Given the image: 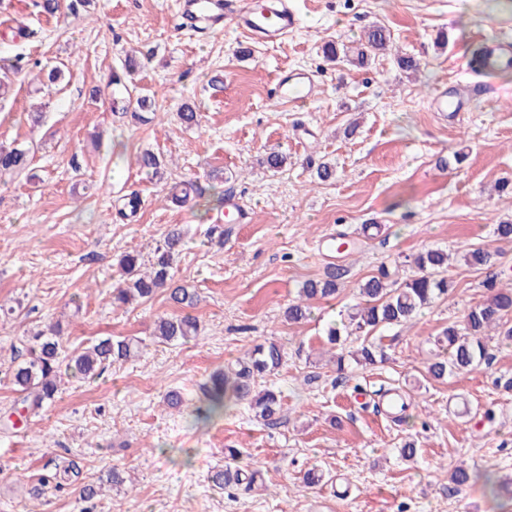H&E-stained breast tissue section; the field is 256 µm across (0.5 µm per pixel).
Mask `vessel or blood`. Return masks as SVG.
Returning <instances> with one entry per match:
<instances>
[{
  "mask_svg": "<svg viewBox=\"0 0 512 512\" xmlns=\"http://www.w3.org/2000/svg\"><path fill=\"white\" fill-rule=\"evenodd\" d=\"M186 10L192 23L214 30L231 22L238 29L264 40L287 35L299 24L298 15L288 0H269L260 8L251 5L250 0H187ZM316 91L311 75L290 72L279 78L275 96L281 104L290 107L314 96Z\"/></svg>",
  "mask_w": 512,
  "mask_h": 512,
  "instance_id": "obj_1",
  "label": "vessel or blood"
}]
</instances>
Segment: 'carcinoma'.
<instances>
[{
    "mask_svg": "<svg viewBox=\"0 0 512 512\" xmlns=\"http://www.w3.org/2000/svg\"><path fill=\"white\" fill-rule=\"evenodd\" d=\"M391 35L380 25L371 26L365 42L371 51L388 48ZM139 169L159 174L161 160L151 150L136 155ZM29 166L28 152L18 147L0 146V172H21ZM184 245L182 231L169 229L163 241L154 249L149 260L150 272L141 273L142 256L127 253L120 259L122 282L112 291V305L122 307L139 300H150L159 290L169 291L170 299L184 306H192L196 292L174 281L173 266ZM494 251L488 246L470 247L464 254L465 262L473 267H492ZM418 274L399 283L390 279V272L381 268L364 281L359 288L360 301L348 314L352 331L360 339L359 346L350 352V359L358 366L376 364L384 357L380 343L372 339L377 330L393 325L406 324L425 307L445 297L454 289L453 281L445 276L448 254L431 249L413 259ZM340 269L332 267L322 279H309L299 288V297L285 310L288 321L299 323L311 315L314 300L332 298L338 292ZM498 276L488 280L491 294L482 303L468 308L459 323L449 325L433 340L429 376L440 380L454 372L468 371L478 366L487 356L485 338L491 328L501 326V339L512 341V286L497 287ZM199 335L195 317L185 314L162 317L157 322L154 336L165 342L188 341ZM138 353V344L130 339L99 338L81 352L69 357L63 355L59 331L50 328L37 330L27 337L26 352L15 357L5 372V378L20 394L25 410L36 414L52 403L60 389L63 375L88 380L100 375L107 367L124 362ZM283 348L273 342L256 344L234 364L210 376L207 385V415L223 411L224 400H246L255 417L269 421L281 411L280 394L273 389L254 390L257 379L282 365ZM258 471H233L220 468L210 472L212 486L224 488L234 482L251 489ZM484 485L490 495L512 498V479L493 474L483 475Z\"/></svg>",
    "mask_w": 512,
    "mask_h": 512,
    "instance_id": "obj_1",
    "label": "carcinoma"
}]
</instances>
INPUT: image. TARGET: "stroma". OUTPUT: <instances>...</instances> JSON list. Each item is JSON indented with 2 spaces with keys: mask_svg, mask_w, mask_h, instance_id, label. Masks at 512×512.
Listing matches in <instances>:
<instances>
[{
  "mask_svg": "<svg viewBox=\"0 0 512 512\" xmlns=\"http://www.w3.org/2000/svg\"><path fill=\"white\" fill-rule=\"evenodd\" d=\"M291 2L299 27L262 43L230 24L188 26L181 0H90L74 11L60 0L52 15L35 0H0V60L28 64L0 96V145L30 155L27 170L0 175V305L11 310L0 317V370L31 331L56 321L68 353L104 336L141 343L101 378L64 380L36 414H11L16 394L0 381V512H512L511 499L491 498L481 482L450 479L460 464L512 477V345L494 336L480 367L442 380L426 372L430 339L488 294L486 269L458 253L497 249L499 278L512 280V242L495 233L512 222V195L497 189L512 184V69L489 71L475 58L490 40L512 39V0ZM376 22L391 32L386 53L364 65L323 58L328 41L360 48ZM404 54L421 60L419 73L399 68ZM129 55L141 64L133 82L155 97L146 122L111 83ZM55 66L64 76L53 85ZM284 70L314 75L316 97L280 105L269 91ZM470 81L487 90L467 111L434 112L437 87L453 98ZM187 102L199 126L178 123ZM144 148L160 152L162 178L135 165ZM271 148L288 156L277 173L260 163ZM323 162L336 168L325 182ZM189 179L204 197L172 204L171 187ZM133 194L141 206L122 218ZM224 195L250 221L223 224L218 248L207 231L223 223ZM174 224L186 234L174 278L197 289L198 304L160 292L113 308L121 256H151ZM430 248L456 256L448 299L384 329V363L337 371L328 325L379 268L407 279L411 255ZM336 265L346 270L336 299L286 321L301 284ZM185 313L202 325L198 339L154 338L158 318ZM268 340L286 352L263 380L281 392L280 421L257 420L234 400L198 415L209 374ZM389 389L409 396L405 423L380 407ZM169 390L182 394L181 408L163 405ZM407 440L411 459L400 453ZM228 448L239 450L237 466L260 471L258 487L208 483ZM70 463L76 483L42 484ZM115 467L132 484L82 501L81 487ZM311 469L325 483L305 486Z\"/></svg>",
  "mask_w": 512,
  "mask_h": 512,
  "instance_id": "obj_1",
  "label": "stroma"
}]
</instances>
